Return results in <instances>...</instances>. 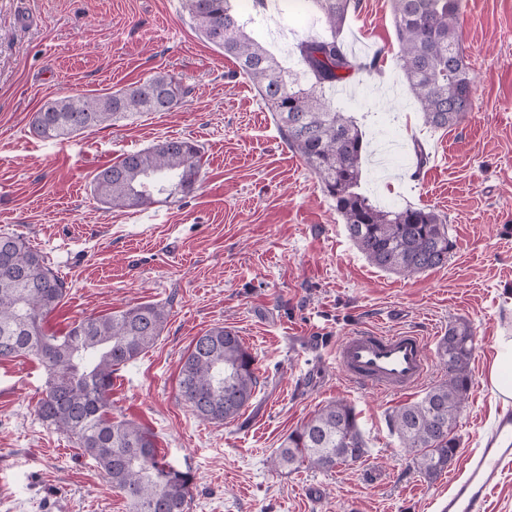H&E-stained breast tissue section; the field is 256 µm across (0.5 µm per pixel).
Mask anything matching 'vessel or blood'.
<instances>
[{"label":"vessel or blood","instance_id":"vessel-or-blood-1","mask_svg":"<svg viewBox=\"0 0 512 512\" xmlns=\"http://www.w3.org/2000/svg\"><path fill=\"white\" fill-rule=\"evenodd\" d=\"M335 358L352 384L400 395L422 383L431 350L427 337L415 331L359 328L338 342ZM465 470V476L439 498L438 512H487L492 490L512 471V410L498 413L491 434L468 454Z\"/></svg>","mask_w":512,"mask_h":512}]
</instances>
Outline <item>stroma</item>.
Segmentation results:
<instances>
[{"label": "stroma", "mask_w": 512, "mask_h": 512, "mask_svg": "<svg viewBox=\"0 0 512 512\" xmlns=\"http://www.w3.org/2000/svg\"><path fill=\"white\" fill-rule=\"evenodd\" d=\"M313 15L306 0H289L252 29L293 64L296 43L326 29ZM460 27L472 110L445 130L425 125L395 64L389 0H359L342 34L350 45L364 32L384 76L356 75L351 94L333 97L375 149L363 192L439 211L456 243L445 266L402 278L356 250L247 76L197 35L181 0H0V233L25 237L67 283L48 332L139 303L166 307L155 345L114 371L112 414L149 429L161 455L192 473L188 512H436L504 406L490 370L497 336L512 335V0H466ZM158 73L189 89L171 111L65 140L30 131L47 99L104 95ZM173 138L201 150L193 193L122 210L93 198L96 172ZM458 319L475 335L472 384L458 452L430 481L388 424L421 390L352 386L334 350L359 327L414 330L435 346ZM214 326L238 333L259 376L253 401L220 427L177 391L183 354ZM46 380L37 361H0V512H129L103 470L40 420ZM336 399L354 407L366 456L328 473L273 470L288 433Z\"/></svg>", "instance_id": "obj_1"}]
</instances>
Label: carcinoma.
Listing matches in <instances>:
<instances>
[{"mask_svg":"<svg viewBox=\"0 0 512 512\" xmlns=\"http://www.w3.org/2000/svg\"><path fill=\"white\" fill-rule=\"evenodd\" d=\"M234 0H182L198 35L233 58L279 123L288 145L323 185L343 218L348 238L365 259L393 274L412 276L448 264L454 249L446 218L427 207L391 209L361 192L365 133L354 117L330 102L336 85L378 70L379 56L347 54L342 33L357 0H307L328 28L298 42L295 53L306 87L285 79L280 62L248 33ZM396 59L425 124L447 129L472 109L475 78L460 41L461 0H391ZM189 90L157 74L106 95L82 94L44 102L32 131L47 139L82 134L145 112H169ZM199 149L166 139L125 154L95 174L91 190L112 209L146 207L154 197L195 191ZM67 294L66 282L20 235L0 233V360L32 356L45 368L38 415L74 440L109 476L130 512H187L193 476L161 457L154 435L112 416V373L155 344L167 321L164 306L134 305L109 316H89L61 336L44 320ZM473 331L464 320L448 325L438 344L444 381L388 417L391 431L417 470L435 480L459 448L455 426L472 384ZM259 384L255 358L233 329L215 326L196 337L181 360L178 398L202 422L234 420ZM367 442L354 409L331 402L291 431L272 457L277 469L330 472L359 461Z\"/></svg>","mask_w":512,"mask_h":512,"instance_id":"carcinoma-1","label":"carcinoma"}]
</instances>
